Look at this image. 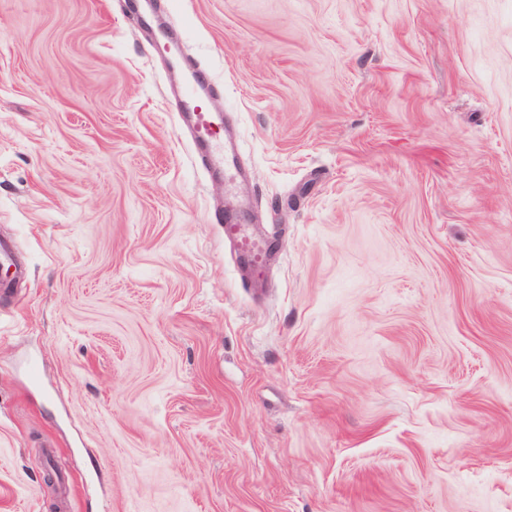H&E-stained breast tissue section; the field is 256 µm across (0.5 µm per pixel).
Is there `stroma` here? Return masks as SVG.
<instances>
[{"mask_svg":"<svg viewBox=\"0 0 512 512\" xmlns=\"http://www.w3.org/2000/svg\"><path fill=\"white\" fill-rule=\"evenodd\" d=\"M0 0V512H512V0ZM209 79L203 69L191 72L185 80L181 94L184 114L188 117L192 131L194 151L204 153L209 171L224 172L234 166L236 146L228 145L221 139L224 116L207 107Z\"/></svg>","mask_w":512,"mask_h":512,"instance_id":"1","label":"stroma"}]
</instances>
